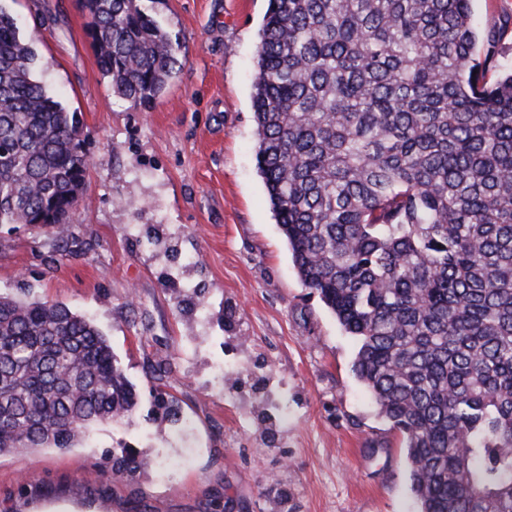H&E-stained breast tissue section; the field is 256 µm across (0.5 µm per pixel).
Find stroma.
<instances>
[{
    "mask_svg": "<svg viewBox=\"0 0 512 512\" xmlns=\"http://www.w3.org/2000/svg\"><path fill=\"white\" fill-rule=\"evenodd\" d=\"M93 158L71 235L0 224V293L93 320L139 392L75 448L0 455V512H418L400 436L352 371L357 341L304 288L257 172L268 0H164L187 49L150 106L115 96L83 0H0ZM512 66V0H475ZM223 373H216V362ZM163 383L173 424L150 414ZM145 466L112 480V456Z\"/></svg>",
    "mask_w": 512,
    "mask_h": 512,
    "instance_id": "stroma-1",
    "label": "stroma"
}]
</instances>
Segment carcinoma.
I'll use <instances>...</instances> for the list:
<instances>
[{
  "label": "carcinoma",
  "instance_id": "1",
  "mask_svg": "<svg viewBox=\"0 0 512 512\" xmlns=\"http://www.w3.org/2000/svg\"><path fill=\"white\" fill-rule=\"evenodd\" d=\"M147 1L84 0L113 94L144 107L187 63ZM472 2L269 0L252 96L294 267L358 340L418 512H512V69L484 82L496 32ZM36 60L0 6V224L51 222L63 242L91 162ZM138 403L91 319L0 294V455L68 450ZM144 464L113 456L119 478Z\"/></svg>",
  "mask_w": 512,
  "mask_h": 512
}]
</instances>
